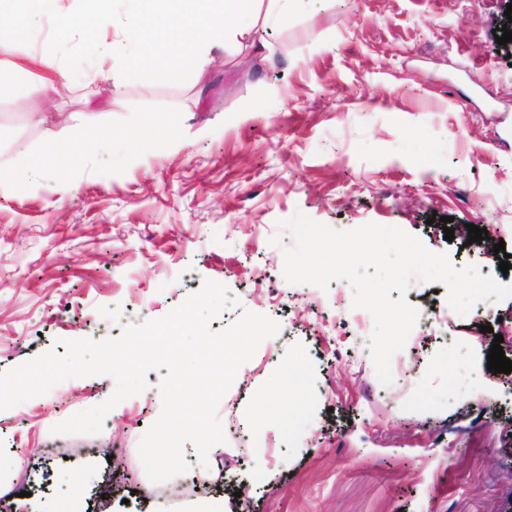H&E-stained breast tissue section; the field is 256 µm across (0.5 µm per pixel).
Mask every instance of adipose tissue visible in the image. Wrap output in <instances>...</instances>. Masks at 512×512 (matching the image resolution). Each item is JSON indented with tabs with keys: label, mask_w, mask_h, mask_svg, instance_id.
Here are the masks:
<instances>
[{
	"label": "adipose tissue",
	"mask_w": 512,
	"mask_h": 512,
	"mask_svg": "<svg viewBox=\"0 0 512 512\" xmlns=\"http://www.w3.org/2000/svg\"><path fill=\"white\" fill-rule=\"evenodd\" d=\"M48 0H0V44L22 34L40 32L45 24ZM75 15L60 16L56 35L60 42L77 33L90 35L111 30L110 39L94 43L92 55L78 67H70L56 55L30 57L42 69L47 91L75 80L84 85L108 81L121 91L132 70L149 69L167 75L179 68L203 72L214 49L246 41L257 54L269 52L265 35L287 22L295 0H122L123 12L114 15L112 0H82ZM111 70H104V61ZM61 171L76 166L72 148L55 146L51 160L26 158L10 170L15 183L42 181L48 163Z\"/></svg>",
	"instance_id": "obj_1"
}]
</instances>
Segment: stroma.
<instances>
[{
    "label": "stroma",
    "mask_w": 512,
    "mask_h": 512,
    "mask_svg": "<svg viewBox=\"0 0 512 512\" xmlns=\"http://www.w3.org/2000/svg\"><path fill=\"white\" fill-rule=\"evenodd\" d=\"M505 10V0H298L267 36L269 59L252 57L245 72L233 47L199 75L138 71L118 96L108 82L50 93L39 69L15 75L0 98L7 165L16 145L45 152L82 121L117 137L172 114L181 124L177 146L133 156L122 143L108 158L82 144L66 192H0V371L64 353L67 340L119 338L209 280L240 302L211 330L244 309L280 329L218 404L227 441L208 483H197L187 445L185 472L158 484L145 474L137 447L162 411L157 368L95 435L50 429L107 400L108 375L0 410V457L31 451L20 469L0 470L6 502L53 512L78 478V512H172L204 498L226 512H512V373L487 368L495 335L512 331V298L462 317L444 285L412 281L406 302L436 318L413 328L385 386L350 284H289L294 238L278 227L298 212L336 230L397 226L454 267L512 286L492 251L501 242L512 255V43L493 35ZM91 45L56 46L47 26L1 46L0 68L52 49L84 57ZM470 224L487 240L468 243Z\"/></svg>",
    "instance_id": "obj_1"
}]
</instances>
